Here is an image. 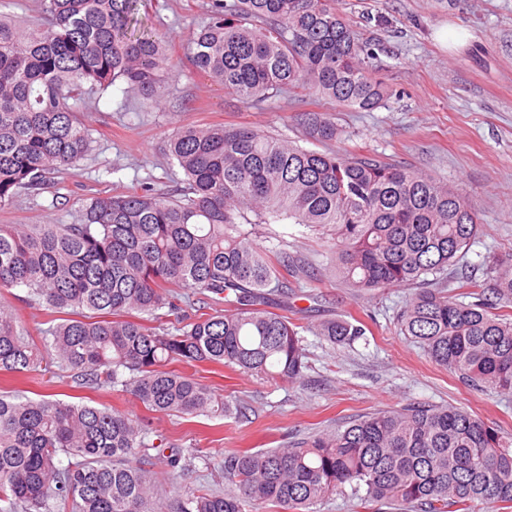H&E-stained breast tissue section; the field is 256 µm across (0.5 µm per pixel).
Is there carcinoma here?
Masks as SVG:
<instances>
[{
	"label": "carcinoma",
	"instance_id": "cac0c4a2",
	"mask_svg": "<svg viewBox=\"0 0 512 512\" xmlns=\"http://www.w3.org/2000/svg\"><path fill=\"white\" fill-rule=\"evenodd\" d=\"M331 2L212 0L193 63L253 105L283 91L303 102L314 91L371 110L386 95L375 52ZM145 6L41 0L36 21L0 13V207L77 168L90 137L70 101L85 88L105 91L122 79L162 97L167 41L139 17ZM301 121L317 141L340 136L325 113ZM168 152L186 176L173 195L128 190L92 198L78 224L0 225V288H26L65 315L41 339L78 387H119L151 411L195 416L229 405L169 369L174 362L300 381L307 362L286 316L288 278L314 273L252 239L261 224L292 221L336 239L333 272L357 291L417 287L399 330L473 385L512 392V258L487 257L488 281L465 284L469 303L450 296L443 278L480 231L459 189L376 156L309 150L251 127H179ZM178 288L221 297L229 309L172 330L146 324L159 309H179ZM316 332L332 344L365 335L359 322L338 318ZM35 361L33 337L1 308L0 372L23 373ZM156 458L173 472L190 468V458L164 454L144 423L123 413L0 395L4 512H246L266 503L313 512L346 485L367 512L400 502L413 512L512 509V434L453 406L409 404L290 448L235 452L224 459L234 490L191 491L166 505Z\"/></svg>",
	"mask_w": 512,
	"mask_h": 512
}]
</instances>
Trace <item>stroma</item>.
Listing matches in <instances>:
<instances>
[{
  "label": "stroma",
  "instance_id": "35a3bbf8",
  "mask_svg": "<svg viewBox=\"0 0 512 512\" xmlns=\"http://www.w3.org/2000/svg\"><path fill=\"white\" fill-rule=\"evenodd\" d=\"M361 38L374 44V74L387 86L383 104L355 112L310 94L300 104L281 93L255 106L225 94L221 82L197 69L192 37L207 20L210 0H150L145 22L169 42L173 70L162 103L125 82L77 102L78 118L92 143L74 171L56 175L47 188L20 192L0 209V224H74L96 196L147 186L167 192L185 175L165 145L180 126H249L308 149L361 152L432 173L461 188L477 209L482 228L459 262L463 275L483 280L489 252L512 256V0H334ZM469 34L456 50L434 38L439 28ZM335 114L343 129L332 142L309 138L299 125L302 109ZM256 243L288 252L314 270L293 284L290 316L300 326L308 369L303 383H269L219 364L189 373L231 407L221 415L187 416L148 411L132 395L82 392L67 371L43 357L22 374H1L0 393L31 399L84 402L143 420L164 447L196 449L190 471L160 467L168 496L186 490L224 492V457L233 450L280 448L317 433L345 429L369 413L409 403L451 405L512 434V393L465 384L436 364L396 325L412 295L389 287L363 295L330 273L336 244L301 224H275ZM0 307L12 309L31 334L59 323V314L32 301L26 289H0ZM358 320L366 327L353 345H333L313 326L325 318Z\"/></svg>",
  "mask_w": 512,
  "mask_h": 512
}]
</instances>
